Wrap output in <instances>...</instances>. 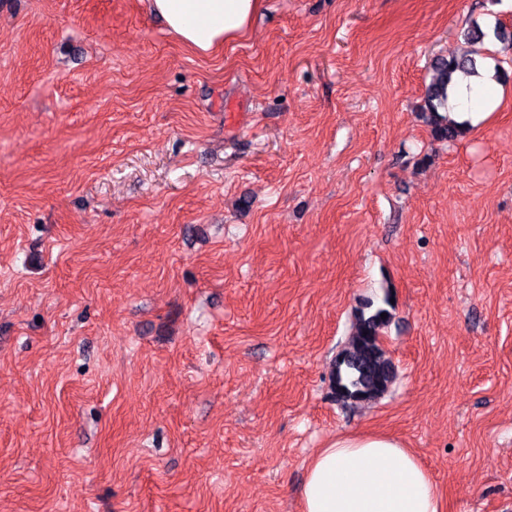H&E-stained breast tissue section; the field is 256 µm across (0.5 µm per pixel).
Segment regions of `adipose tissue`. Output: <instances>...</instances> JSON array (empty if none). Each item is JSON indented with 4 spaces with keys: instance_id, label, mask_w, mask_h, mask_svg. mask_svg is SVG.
<instances>
[{
    "instance_id": "obj_1",
    "label": "adipose tissue",
    "mask_w": 512,
    "mask_h": 512,
    "mask_svg": "<svg viewBox=\"0 0 512 512\" xmlns=\"http://www.w3.org/2000/svg\"><path fill=\"white\" fill-rule=\"evenodd\" d=\"M149 11L183 44L207 54L251 29L262 0H148ZM490 78L458 80L450 119L483 120ZM301 512H445L429 471L397 438L343 433L310 459Z\"/></svg>"
}]
</instances>
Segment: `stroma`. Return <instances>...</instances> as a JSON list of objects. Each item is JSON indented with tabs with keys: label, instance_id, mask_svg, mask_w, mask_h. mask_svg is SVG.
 I'll use <instances>...</instances> for the list:
<instances>
[{
	"label": "stroma",
	"instance_id": "obj_1",
	"mask_svg": "<svg viewBox=\"0 0 512 512\" xmlns=\"http://www.w3.org/2000/svg\"><path fill=\"white\" fill-rule=\"evenodd\" d=\"M474 23L495 105L437 141ZM384 295L397 378L341 405ZM369 431L512 512V7L264 0L201 56L146 0H0V512H300ZM359 305L346 345L337 354L330 374L332 394L343 404L376 400L395 378L394 365L382 343L393 317L391 301L388 296L380 301L366 298ZM382 313H387L385 319Z\"/></svg>",
	"mask_w": 512,
	"mask_h": 512
}]
</instances>
